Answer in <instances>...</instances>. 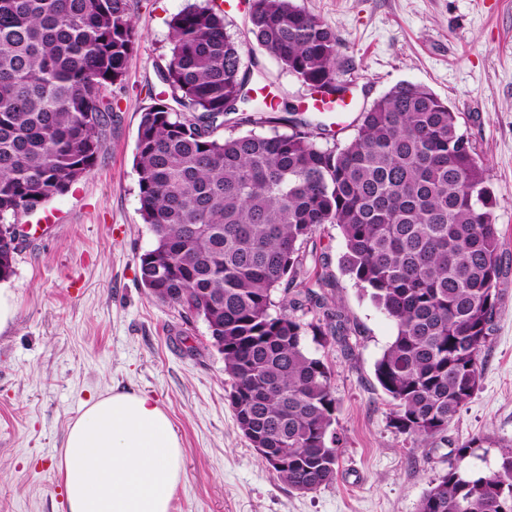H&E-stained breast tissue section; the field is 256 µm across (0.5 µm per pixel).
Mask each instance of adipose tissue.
<instances>
[{
    "label": "adipose tissue",
    "instance_id": "adipose-tissue-1",
    "mask_svg": "<svg viewBox=\"0 0 512 512\" xmlns=\"http://www.w3.org/2000/svg\"><path fill=\"white\" fill-rule=\"evenodd\" d=\"M68 512H170L182 449L154 397L114 392L86 403L57 462Z\"/></svg>",
    "mask_w": 512,
    "mask_h": 512
}]
</instances>
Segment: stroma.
I'll return each mask as SVG.
<instances>
[{
	"mask_svg": "<svg viewBox=\"0 0 512 512\" xmlns=\"http://www.w3.org/2000/svg\"><path fill=\"white\" fill-rule=\"evenodd\" d=\"M193 2L131 0L136 44L121 84L107 91L113 121L95 166L46 204L55 221L16 219L21 236L4 286L18 310L0 331V512H66L56 456L84 404L111 391L147 393L169 416L183 462L172 512H417L454 454L449 444L416 447L390 427L393 405L374 365L395 329L342 271L336 225L309 239L297 281L326 294L357 330L349 349L306 343L332 367L344 438L335 480L313 493L278 481L239 432L206 323L186 320L140 281L155 235L139 212L137 129L143 108L170 96L157 68L170 55V20ZM295 2L336 32V81L347 85L351 110L314 109V92L260 48L243 62L258 64L256 84L276 103L340 124L319 145L345 143L358 113L397 83H422L457 112L488 169L501 231L497 313L480 387L448 437L481 441L463 468L496 470L512 444V0Z\"/></svg>",
	"mask_w": 512,
	"mask_h": 512,
	"instance_id": "35a3bbf8",
	"label": "stroma"
}]
</instances>
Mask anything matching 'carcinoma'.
Masks as SVG:
<instances>
[{
	"instance_id": "obj_1",
	"label": "carcinoma",
	"mask_w": 512,
	"mask_h": 512,
	"mask_svg": "<svg viewBox=\"0 0 512 512\" xmlns=\"http://www.w3.org/2000/svg\"><path fill=\"white\" fill-rule=\"evenodd\" d=\"M249 24L303 84L340 89L338 40L320 17L294 0H255ZM171 29L159 77L188 113L163 99L141 112L133 165L155 235L140 257L143 287L224 337L238 428L260 440L278 481L312 493L335 480L342 438L331 368L305 338L348 347L351 329L296 280L304 244L337 225L343 271L396 329L375 363L390 427L419 446L448 442L480 385L501 275L496 202L457 113L402 82L359 112L346 143L324 148L310 128L326 124L253 100L244 46L220 9L184 10ZM134 47L131 0H0V241L7 218L92 170L112 123L105 91L122 82ZM280 110L290 132L255 131ZM228 113L251 130L214 136ZM17 251L0 245V280ZM418 512H512V445L487 475L449 465Z\"/></svg>"
}]
</instances>
